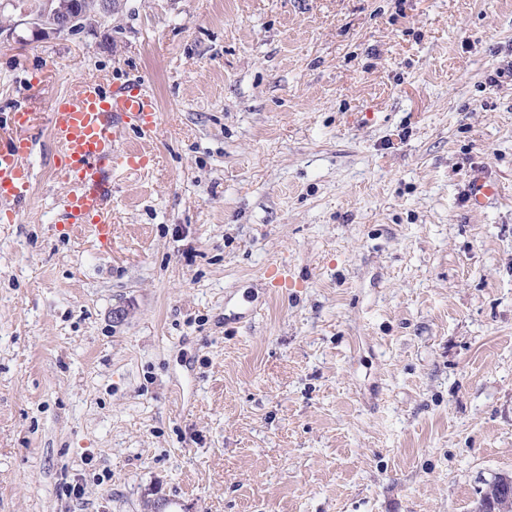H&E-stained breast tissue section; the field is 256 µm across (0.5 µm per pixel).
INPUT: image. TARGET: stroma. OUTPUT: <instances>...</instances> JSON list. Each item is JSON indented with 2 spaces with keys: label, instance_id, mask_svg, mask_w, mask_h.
<instances>
[{
  "label": "stroma",
  "instance_id": "1",
  "mask_svg": "<svg viewBox=\"0 0 512 512\" xmlns=\"http://www.w3.org/2000/svg\"><path fill=\"white\" fill-rule=\"evenodd\" d=\"M42 3L0 0V115L35 117L0 512H474L512 475V0H116L49 37ZM81 78L159 106L105 244L46 120Z\"/></svg>",
  "mask_w": 512,
  "mask_h": 512
}]
</instances>
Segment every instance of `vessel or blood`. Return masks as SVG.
<instances>
[{
    "instance_id": "b4317fda",
    "label": "vessel or blood",
    "mask_w": 512,
    "mask_h": 512,
    "mask_svg": "<svg viewBox=\"0 0 512 512\" xmlns=\"http://www.w3.org/2000/svg\"><path fill=\"white\" fill-rule=\"evenodd\" d=\"M158 105L145 81L129 82L105 92L94 80L76 83L72 91L52 100L48 127L57 152L54 166L66 188L63 206L75 228L107 242L112 235L108 222L112 175L141 168L149 158L126 151L118 144V129L152 133ZM31 112L8 115L13 136L0 139V203L18 204L28 195L31 170L26 163L33 143L27 131Z\"/></svg>"
}]
</instances>
